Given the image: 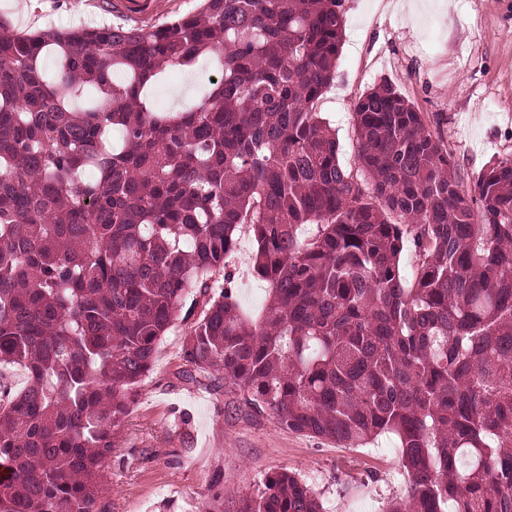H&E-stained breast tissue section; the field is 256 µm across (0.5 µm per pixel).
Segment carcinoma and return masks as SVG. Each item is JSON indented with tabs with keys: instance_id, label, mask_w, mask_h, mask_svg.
Masks as SVG:
<instances>
[{
	"instance_id": "carcinoma-1",
	"label": "carcinoma",
	"mask_w": 512,
	"mask_h": 512,
	"mask_svg": "<svg viewBox=\"0 0 512 512\" xmlns=\"http://www.w3.org/2000/svg\"><path fill=\"white\" fill-rule=\"evenodd\" d=\"M343 32L342 0H202L151 30L0 33V364L27 373L0 385V512H98L188 303L189 379L312 438L396 437L406 494L386 512H512V156L467 184L383 82L342 165L316 104ZM202 58L207 93L154 108L148 88ZM244 230L269 291L256 317L227 270ZM239 512L325 509L281 470Z\"/></svg>"
}]
</instances>
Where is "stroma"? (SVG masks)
I'll return each instance as SVG.
<instances>
[{
    "label": "stroma",
    "mask_w": 512,
    "mask_h": 512,
    "mask_svg": "<svg viewBox=\"0 0 512 512\" xmlns=\"http://www.w3.org/2000/svg\"><path fill=\"white\" fill-rule=\"evenodd\" d=\"M199 0H0L18 34L82 24L152 29L193 14ZM345 32L334 81L320 99L343 165L356 160L353 105L390 82L452 150L466 182L512 155V0H343ZM195 72L174 70L149 91L176 111L206 92ZM189 320L176 317L155 353L104 470L101 512H239L264 475L321 474L327 512H348L364 491L384 512L406 483L396 439L351 448L281 428L270 413L231 408L206 378L188 381L180 352ZM223 474V486L212 484Z\"/></svg>",
    "instance_id": "obj_1"
}]
</instances>
